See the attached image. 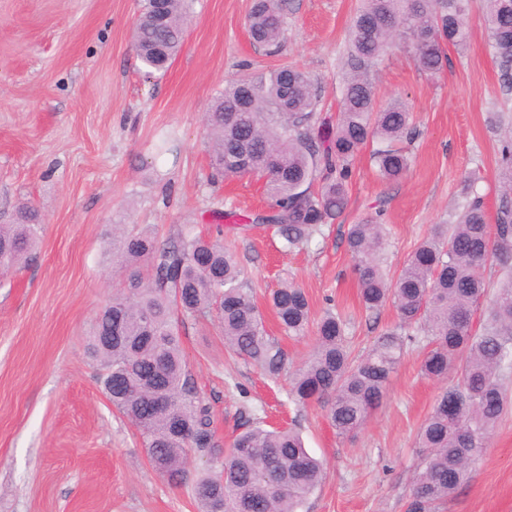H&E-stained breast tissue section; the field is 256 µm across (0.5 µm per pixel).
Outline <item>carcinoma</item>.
I'll return each mask as SVG.
<instances>
[{"instance_id":"carcinoma-1","label":"carcinoma","mask_w":512,"mask_h":512,"mask_svg":"<svg viewBox=\"0 0 512 512\" xmlns=\"http://www.w3.org/2000/svg\"><path fill=\"white\" fill-rule=\"evenodd\" d=\"M282 0H254L247 25L254 42L274 50L285 29ZM489 47L503 88L512 91V0H481ZM190 0H167V20L139 17L134 47L147 73L161 71L181 51ZM471 0H363L353 21L342 65L336 118L317 119V93L308 73L283 67L268 76L224 86L206 116L212 168L226 177L265 180L270 210L252 223L277 228L290 249L309 240L348 205L352 165L370 142L378 177L403 178L411 156L401 143L416 134L413 113L399 99L375 102L373 75L401 36L419 68L431 75L448 62L446 47H467ZM497 167L500 199L495 223L469 181L465 204L449 228L437 227L405 260L396 278L383 267L384 225L352 224L347 250L364 308L386 303L399 321L360 358L352 356L345 321L326 310L312 321L305 292L288 283L270 301L284 336L315 329L309 357L293 364L281 341L268 334L236 254L223 238L179 235L167 243L144 232L112 237V263L129 272L126 291L112 297L94 319L90 356L100 363L112 405L138 432L152 469L174 484L187 478L188 454L210 468L193 483L199 512H301L322 479V463L292 428L241 424L226 448L216 440L211 406L187 366L180 332L187 318L216 315L224 348L271 379H289L292 401L323 405L339 436L360 429L381 402L407 345L424 333L421 370L430 379L455 381L438 398L417 433L418 471L408 512H439L467 481L490 434L512 406V125ZM38 211L18 208L0 224V266L19 264L39 241ZM499 268L489 291L484 272ZM482 310V320L473 316ZM455 411L448 415V404Z\"/></svg>"}]
</instances>
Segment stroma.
<instances>
[{"instance_id":"1","label":"stroma","mask_w":512,"mask_h":512,"mask_svg":"<svg viewBox=\"0 0 512 512\" xmlns=\"http://www.w3.org/2000/svg\"><path fill=\"white\" fill-rule=\"evenodd\" d=\"M253 3L195 0L181 52L149 79L132 44L137 0H0V222L24 204L42 215L37 249L0 273V512H197L189 483L152 470L86 353L96 313L127 279L112 265L114 225L162 240L223 236L261 296L270 334L278 329L263 294L287 282L305 290L313 318L335 306L358 357L397 313L362 308L349 226L367 218L385 225L394 277L434 225L455 221L467 178L488 214L497 210L504 141L488 117L511 124L512 93L500 86L476 5L467 48L449 49L440 75L419 70L399 46L376 72L379 102L402 98L418 126L404 178L377 179L364 147L345 212L290 250L275 228L231 222L268 210L269 199L263 181L212 169L205 117L213 99L229 81L291 64L309 73L318 114L335 115L360 5L282 0L286 35L271 53L250 39ZM181 342L219 441L232 440L246 411L275 427L295 423L323 461L304 512H406L415 437L445 389L422 375L419 346L408 348L366 425L342 439L320 404L296 408L287 379L230 358L217 317L187 321ZM442 512H512V411Z\"/></svg>"}]
</instances>
